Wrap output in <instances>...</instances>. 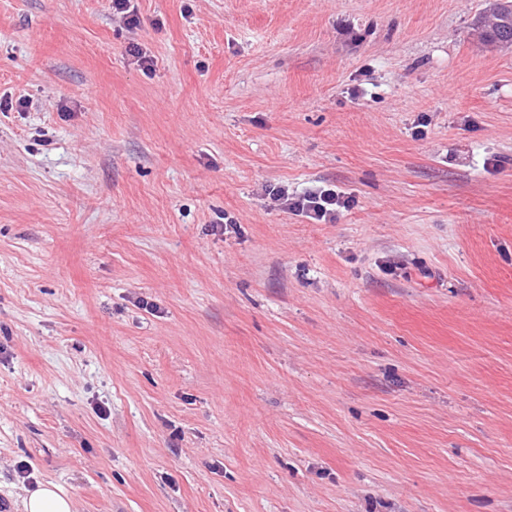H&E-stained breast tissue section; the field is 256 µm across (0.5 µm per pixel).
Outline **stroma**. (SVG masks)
Listing matches in <instances>:
<instances>
[{
    "mask_svg": "<svg viewBox=\"0 0 512 512\" xmlns=\"http://www.w3.org/2000/svg\"><path fill=\"white\" fill-rule=\"evenodd\" d=\"M490 6L0 0L9 512H512ZM316 185L354 206L272 205ZM271 200L277 207L317 222L333 220L338 209L350 208L353 203L350 197L326 187L309 189L300 194H290L288 189L280 188L273 193ZM21 512H74L71 497L53 483H41L21 498Z\"/></svg>",
    "mask_w": 512,
    "mask_h": 512,
    "instance_id": "1",
    "label": "stroma"
}]
</instances>
